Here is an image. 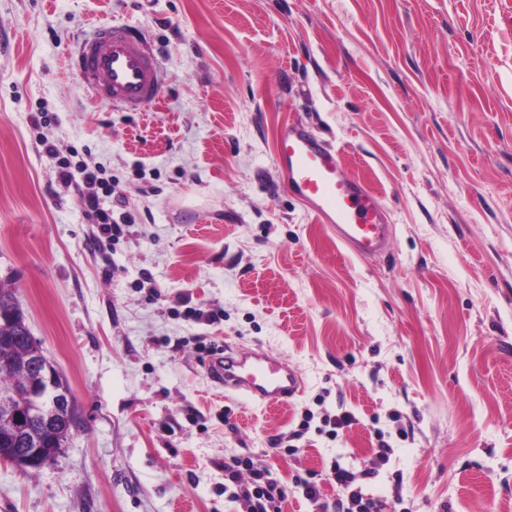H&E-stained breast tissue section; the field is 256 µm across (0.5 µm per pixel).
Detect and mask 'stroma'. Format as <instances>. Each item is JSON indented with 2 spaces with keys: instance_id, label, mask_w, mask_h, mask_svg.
<instances>
[{
  "instance_id": "1",
  "label": "stroma",
  "mask_w": 512,
  "mask_h": 512,
  "mask_svg": "<svg viewBox=\"0 0 512 512\" xmlns=\"http://www.w3.org/2000/svg\"><path fill=\"white\" fill-rule=\"evenodd\" d=\"M104 21L158 52L147 111L91 100L72 67ZM292 118L378 194L386 253L288 195ZM41 134L118 180V239ZM0 286L80 423L40 469L0 462V512H245L233 456L284 512H313L309 484L340 497L335 461L372 470L382 512H512V0H0ZM202 342L287 361L303 389L224 393ZM242 470V460L238 457L224 462V480L235 488L231 496L246 501L248 512H282L285 496L278 484L265 479L264 474L257 470L253 471L250 483L243 486Z\"/></svg>"
}]
</instances>
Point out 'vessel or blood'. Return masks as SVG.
Masks as SVG:
<instances>
[{"mask_svg": "<svg viewBox=\"0 0 512 512\" xmlns=\"http://www.w3.org/2000/svg\"><path fill=\"white\" fill-rule=\"evenodd\" d=\"M94 100L126 112L156 104L165 86L155 53L137 28L114 22L95 25L72 59ZM275 159L288 192L306 202L356 255L367 258L391 245L388 213L363 181L346 173L343 152L298 120L283 126ZM206 372L225 392L280 406L301 392L298 371L270 355L239 345L209 357Z\"/></svg>", "mask_w": 512, "mask_h": 512, "instance_id": "vessel-or-blood-1", "label": "vessel or blood"}]
</instances>
